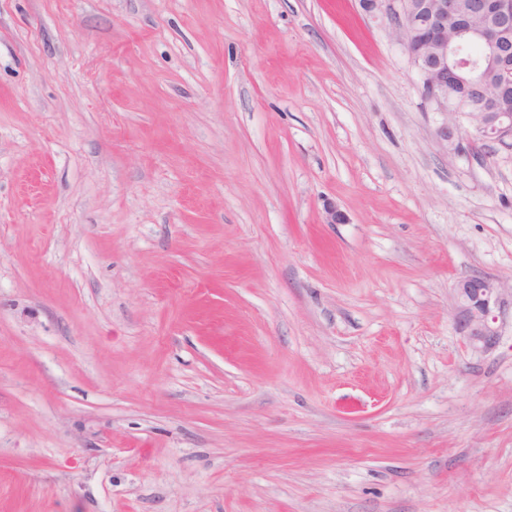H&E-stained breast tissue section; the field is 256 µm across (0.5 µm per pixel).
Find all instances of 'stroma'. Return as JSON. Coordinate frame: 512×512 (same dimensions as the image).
<instances>
[{
    "mask_svg": "<svg viewBox=\"0 0 512 512\" xmlns=\"http://www.w3.org/2000/svg\"><path fill=\"white\" fill-rule=\"evenodd\" d=\"M437 119L365 0H0V512H512V152ZM499 288L496 280L484 275H471L458 281L457 304L464 316L466 336L484 342L497 336L495 313L502 305Z\"/></svg>",
    "mask_w": 512,
    "mask_h": 512,
    "instance_id": "obj_1",
    "label": "stroma"
}]
</instances>
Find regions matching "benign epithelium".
<instances>
[{"instance_id": "benign-epithelium-1", "label": "benign epithelium", "mask_w": 512, "mask_h": 512, "mask_svg": "<svg viewBox=\"0 0 512 512\" xmlns=\"http://www.w3.org/2000/svg\"><path fill=\"white\" fill-rule=\"evenodd\" d=\"M395 21L394 36L416 68L425 100L439 112L435 134L448 152L463 155L477 139L512 150V104L503 99L512 81V0H371ZM468 79L494 89L497 112L481 103L448 97V83ZM457 304L463 331L489 342L497 335L502 300L491 277L458 281Z\"/></svg>"}]
</instances>
